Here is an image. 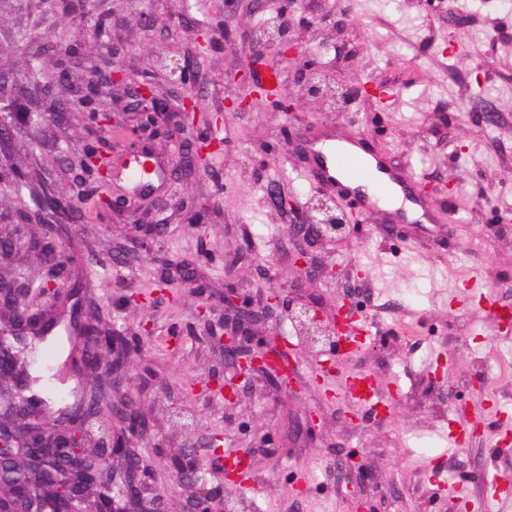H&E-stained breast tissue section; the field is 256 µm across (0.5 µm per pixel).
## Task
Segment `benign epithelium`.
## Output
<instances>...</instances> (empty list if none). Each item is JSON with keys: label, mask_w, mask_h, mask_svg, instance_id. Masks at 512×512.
<instances>
[{"label": "benign epithelium", "mask_w": 512, "mask_h": 512, "mask_svg": "<svg viewBox=\"0 0 512 512\" xmlns=\"http://www.w3.org/2000/svg\"><path fill=\"white\" fill-rule=\"evenodd\" d=\"M288 64L300 75L298 89L280 80L281 65ZM76 102L95 98L105 87L120 88L117 113H132L140 118L145 132L158 134L159 115H176L175 123L165 122L163 137L180 136L175 168L183 180L206 174L215 145L194 135V130L210 124L194 95L185 91L178 103L159 97L154 82H127L123 66L112 62V70L78 84L70 75L63 79ZM224 83L238 85L245 92L228 99V109L247 111L259 101L290 117L297 98L318 100L332 110H345L348 103L370 94L362 82L336 84L305 47V38L293 26H284L267 43L248 49L245 63L224 74ZM60 109L47 102L32 103L21 114L24 123L59 121ZM103 152L85 149L80 152L79 168L97 178L108 174L101 165ZM277 209L294 212L296 220L289 227L291 236L301 240L291 269L289 288L306 287L308 250L304 244H323L351 236L357 224L356 207H344L324 193L302 203L294 197L270 196ZM36 253L49 267L46 276L22 278L0 273L1 285H12L8 301L0 296V486L12 482L15 470L29 473V486L22 494L0 490V512H57L54 499L67 501L64 512H224V488L200 486L199 463L186 450L174 453L170 461L187 492L181 506H171L161 499L147 500L141 491V476L150 466L131 448L147 423L132 399L112 400V376L129 358L131 345L123 335L104 331L94 324L89 311L98 308L82 296L81 289L69 283L68 268L74 256L61 246L33 251L28 238L17 232L0 235V267L11 264L23 253ZM283 305L280 293L270 292L261 305L255 306L239 296L233 288L224 289V310L215 318L216 309L203 302L196 308V321L208 326V339L224 349L234 367L235 377L224 378L211 373L205 379L207 390L221 395L228 403L237 400L240 384H250L262 377L281 387L294 389L296 377L291 373L296 348L280 337L270 320ZM294 325L300 329L304 349L317 358L321 371L329 366L323 356H334L351 337L361 334L362 310L344 291L337 299L336 312L327 313L304 300L290 308ZM62 325L67 335L77 339L81 359L69 367V377L77 383L80 398L72 405L55 411L33 394L26 359L21 347L32 340L42 341L53 326ZM264 326L265 339L252 341L255 328ZM123 424L115 433L114 422Z\"/></svg>", "instance_id": "7a95c632"}]
</instances>
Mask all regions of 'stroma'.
<instances>
[{
  "mask_svg": "<svg viewBox=\"0 0 512 512\" xmlns=\"http://www.w3.org/2000/svg\"><path fill=\"white\" fill-rule=\"evenodd\" d=\"M291 13L307 28L311 47L336 82L384 85L392 98L358 99L332 112L303 98L295 118L265 103L246 112L226 110L237 87L225 71L239 68L246 39L264 41L269 0H0V74L33 80L26 54L30 30L55 57L59 35L77 27L99 30L96 46L78 47L88 66L109 67L113 49L129 78H150L170 100L181 91L169 79L185 61L194 95L206 112L222 115L204 137L220 140L209 172L191 181L166 178L142 197V229L128 212L105 221L63 216L60 233L80 258L73 274L100 303L106 324L120 332L149 318L153 334L139 340L117 384L140 404L150 431L139 453L153 457L144 478L149 495L169 503L186 493L165 459L169 448L193 449L206 488H223L224 512H356L363 489L376 512H512V496L488 490L494 477L512 476V5L506 0H299ZM352 25L332 28L337 12ZM206 31L215 45L192 42ZM336 126L363 137L374 152L409 166L428 198L454 211L453 223L406 224L388 236L362 221L349 239L317 250L311 290L333 310L349 286L366 319L358 349L335 358V372L313 385L316 364L296 357L307 385L294 396L262 379L242 391L237 405L205 393V374L223 370L224 354L203 327L187 332L200 300L219 303L225 284L251 302L284 289L294 262L289 217L269 200L276 190L306 201L317 190L290 160L287 136ZM85 112L72 110L47 127L40 141L23 134L0 142V174L20 171L49 181L57 197L85 209L100 191L78 180V159L61 150L97 145ZM455 193H447L448 184ZM191 197L205 226L197 232L177 204ZM163 224L160 238L144 230ZM189 267L193 281L175 279L172 298L148 314L127 299L153 294L162 272ZM336 270L325 276L324 267ZM352 375L370 376L381 399L362 406L344 391ZM193 419L174 427L175 414ZM479 420L463 450H451L456 422ZM221 436L223 451L207 447ZM250 457L243 478L230 483L227 458Z\"/></svg>",
  "mask_w": 512,
  "mask_h": 512,
  "instance_id": "35a3bbf8",
  "label": "stroma"
}]
</instances>
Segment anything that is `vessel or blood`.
I'll return each mask as SVG.
<instances>
[{
    "mask_svg": "<svg viewBox=\"0 0 512 512\" xmlns=\"http://www.w3.org/2000/svg\"><path fill=\"white\" fill-rule=\"evenodd\" d=\"M302 145L308 159V173L322 188L355 198L360 211L372 223H402L409 203L418 206L424 214H431L432 203L415 194L409 173L386 154L369 151L363 139L325 129L308 134ZM122 173L131 191L139 196L149 194L155 181L164 176L162 169L148 168L138 158L124 166ZM397 192L403 196L404 207L385 209V202Z\"/></svg>",
    "mask_w": 512,
    "mask_h": 512,
    "instance_id": "b4317fda",
    "label": "vessel or blood"
}]
</instances>
